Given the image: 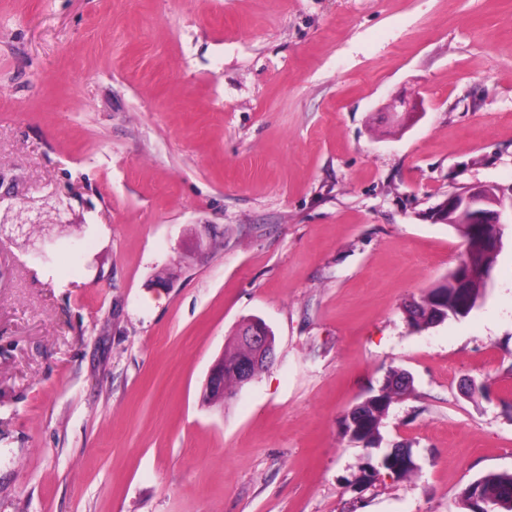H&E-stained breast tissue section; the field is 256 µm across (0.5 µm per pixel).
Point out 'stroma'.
Wrapping results in <instances>:
<instances>
[{"instance_id":"obj_1","label":"stroma","mask_w":512,"mask_h":512,"mask_svg":"<svg viewBox=\"0 0 512 512\" xmlns=\"http://www.w3.org/2000/svg\"><path fill=\"white\" fill-rule=\"evenodd\" d=\"M476 183L512 187V0H0V512H462L512 472V224L466 317L404 307ZM251 317L274 358L207 405ZM392 368L420 474L359 490L341 420ZM393 108L394 113L399 118V123L402 128L416 122L424 114L423 104L419 98L413 99L411 101H406L405 99H396ZM511 495L512 473L492 472L463 488L459 493V498L463 512H473L475 506L472 499L485 501L486 498L491 501L485 503L484 512H504L501 509L510 506V502H496L495 500L511 499Z\"/></svg>"}]
</instances>
